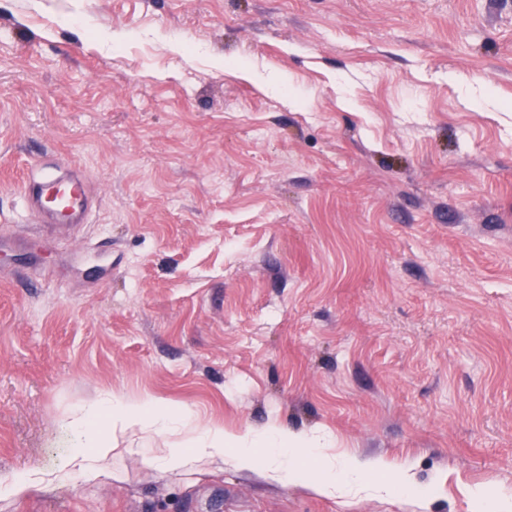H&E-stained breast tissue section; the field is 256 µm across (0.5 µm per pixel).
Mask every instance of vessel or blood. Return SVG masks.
<instances>
[{
  "label": "vessel or blood",
  "instance_id": "b4317fda",
  "mask_svg": "<svg viewBox=\"0 0 512 512\" xmlns=\"http://www.w3.org/2000/svg\"><path fill=\"white\" fill-rule=\"evenodd\" d=\"M26 202L52 216L54 224L69 233L86 224L90 211L87 186L78 175L60 179L39 174L26 188Z\"/></svg>",
  "mask_w": 512,
  "mask_h": 512
}]
</instances>
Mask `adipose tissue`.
Returning <instances> with one entry per match:
<instances>
[{
    "label": "adipose tissue",
    "instance_id": "1",
    "mask_svg": "<svg viewBox=\"0 0 512 512\" xmlns=\"http://www.w3.org/2000/svg\"><path fill=\"white\" fill-rule=\"evenodd\" d=\"M143 425L169 434L171 442L162 461L165 466L188 465L199 461L220 462L231 458L236 467L255 473L286 471L289 480L313 482L317 491L334 493L354 484L367 482L387 493L402 488L426 496L408 471L400 466H385L378 461L360 462L346 458L306 469L296 463L301 455L320 453L322 439L275 428L256 433L250 440L190 420L177 404L152 399L127 402L105 393L61 421L75 449L74 470L98 472L112 451V430L117 426Z\"/></svg>",
    "mask_w": 512,
    "mask_h": 512
}]
</instances>
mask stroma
I'll use <instances>...</instances> for the list:
<instances>
[{
    "mask_svg": "<svg viewBox=\"0 0 512 512\" xmlns=\"http://www.w3.org/2000/svg\"><path fill=\"white\" fill-rule=\"evenodd\" d=\"M81 171L79 238L24 201ZM0 512H472L512 491V0H0ZM106 240L111 250L86 251ZM409 464L432 498L231 461L53 476L103 391ZM470 497L476 512H510L512 493L490 485L478 486L471 490Z\"/></svg>",
    "mask_w": 512,
    "mask_h": 512,
    "instance_id": "obj_1",
    "label": "stroma"
}]
</instances>
